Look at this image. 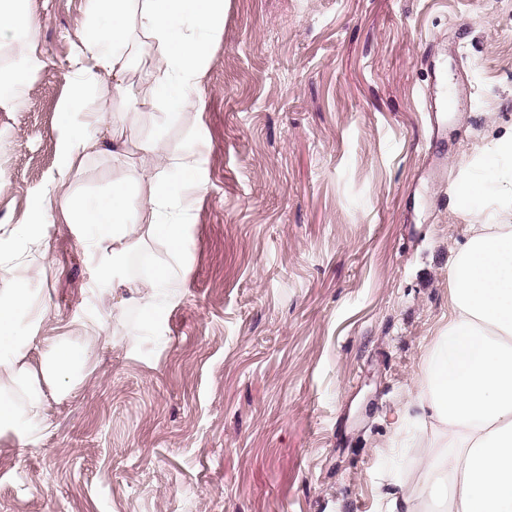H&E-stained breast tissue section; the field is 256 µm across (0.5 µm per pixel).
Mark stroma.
Segmentation results:
<instances>
[{"mask_svg":"<svg viewBox=\"0 0 512 512\" xmlns=\"http://www.w3.org/2000/svg\"><path fill=\"white\" fill-rule=\"evenodd\" d=\"M21 8L40 64L0 107V226L37 225L48 257L0 238V277L30 288L47 342L100 339L26 441L0 433V512H386L404 471L427 503L447 440L420 371L468 225L508 204L455 199L512 132V0H224L194 111L143 113L117 132L125 158L72 171L65 138L96 133L61 112L87 2ZM445 84L464 98L437 127ZM171 154L196 183L171 200L179 287L148 325L60 206Z\"/></svg>","mask_w":512,"mask_h":512,"instance_id":"obj_1","label":"stroma"}]
</instances>
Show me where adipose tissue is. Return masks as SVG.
<instances>
[{"mask_svg": "<svg viewBox=\"0 0 512 512\" xmlns=\"http://www.w3.org/2000/svg\"><path fill=\"white\" fill-rule=\"evenodd\" d=\"M91 25L79 38L73 62L81 77L105 74L115 95H126L133 73L149 87L121 113L97 109L100 126L134 123L150 109L164 107L165 121L180 123L191 110L205 61V36L223 17L224 0H89ZM494 184H463L457 201L490 193L512 197V134L495 147ZM191 160L175 154L156 167L147 182L150 216L131 220L134 197L116 180L107 198L68 201L65 214L74 232H91L99 274L113 287H133L145 317H153L162 294L177 286V261L185 227L168 220L165 207L175 190L171 168ZM159 242L165 258L147 279L129 282L114 268L128 254ZM450 310L421 372L422 399L431 410L448 449L427 470L428 494L442 512H512V222L473 224L450 266ZM40 307L21 283L0 289V432L25 437L42 419L41 384L71 393L98 339L97 330L39 346ZM41 348L38 365L29 355Z\"/></svg>", "mask_w": 512, "mask_h": 512, "instance_id": "1", "label": "adipose tissue"}]
</instances>
